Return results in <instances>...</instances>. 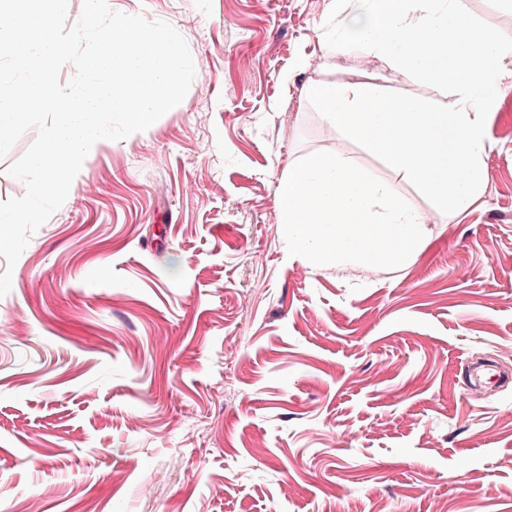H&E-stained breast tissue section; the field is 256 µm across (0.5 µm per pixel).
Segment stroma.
I'll return each mask as SVG.
<instances>
[{
	"label": "stroma",
	"instance_id": "1",
	"mask_svg": "<svg viewBox=\"0 0 512 512\" xmlns=\"http://www.w3.org/2000/svg\"><path fill=\"white\" fill-rule=\"evenodd\" d=\"M108 2L173 25L195 77L0 257V512H512V384L476 378L485 355L512 369V99L469 212L399 267L314 269L267 223L289 168L336 149L307 87L362 70L322 41L333 0ZM371 78L442 97L395 66Z\"/></svg>",
	"mask_w": 512,
	"mask_h": 512
}]
</instances>
